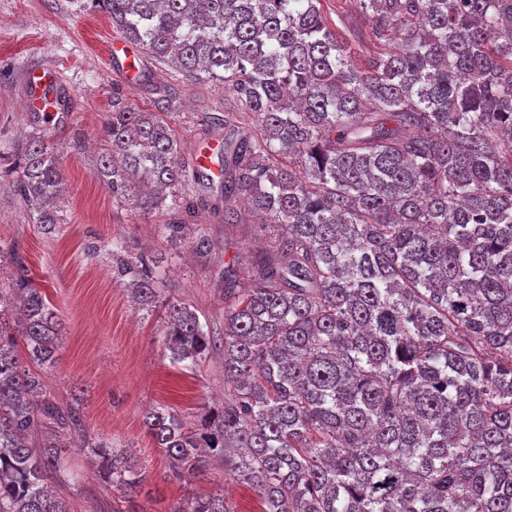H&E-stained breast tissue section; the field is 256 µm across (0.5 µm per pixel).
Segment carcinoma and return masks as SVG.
<instances>
[{
  "instance_id": "carcinoma-1",
  "label": "carcinoma",
  "mask_w": 512,
  "mask_h": 512,
  "mask_svg": "<svg viewBox=\"0 0 512 512\" xmlns=\"http://www.w3.org/2000/svg\"><path fill=\"white\" fill-rule=\"evenodd\" d=\"M181 78L224 86V223L251 204L268 232L253 279L224 270V406L190 428L164 405L147 433L171 475L215 449L265 512H512V0H354L379 50L359 63L321 0H93ZM154 110L116 99L97 174L112 200L169 213L213 178ZM254 119V129L245 120ZM15 188L55 232L64 174L31 132ZM136 309L165 312L167 348L209 350L196 310L104 244ZM0 512H68L48 488L82 443L125 496L145 479L94 441L18 356L53 366L64 325L19 248L0 247ZM39 434L35 450L27 439ZM173 512H233L195 497Z\"/></svg>"
}]
</instances>
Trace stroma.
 Segmentation results:
<instances>
[{
	"label": "stroma",
	"instance_id": "35a3bbf8",
	"mask_svg": "<svg viewBox=\"0 0 512 512\" xmlns=\"http://www.w3.org/2000/svg\"><path fill=\"white\" fill-rule=\"evenodd\" d=\"M330 27L355 45L357 59L373 54L368 24L353 0H321ZM106 13L89 0H0V155L29 132H37L56 153L65 174L60 200L61 225L44 234L36 222L38 205L14 191L12 177L0 174V245H17L34 281L43 289L65 326L53 367L44 384L59 403H79L89 433L129 448L145 480L133 499L104 482L87 452L69 448L70 470L54 490L69 512H171L178 502L197 496L224 495L234 512H263L257 492L211 459L202 476L178 481L146 434L143 419L156 404L187 423L224 400V358L209 354L195 367L173 363L165 345L163 312L136 313L127 278L115 269L102 242L125 241L131 257L153 268L165 296L191 305L209 330L224 327V264L237 263L240 282H248L250 257L266 239L254 224H224L220 213L186 217L189 235L205 231L213 241L200 259L186 242L161 232L167 217L143 214L113 203L99 181L96 163L103 150L101 125L113 99L152 108L169 95L164 118L178 136L184 154L202 145L208 114L224 112V89L211 83L174 85L168 66L155 64L147 82L131 84L108 73L107 49L116 37ZM50 66L61 77L58 94L69 106L63 118L46 121L24 111L23 75ZM81 147H74L73 137Z\"/></svg>",
	"mask_w": 512,
	"mask_h": 512
}]
</instances>
